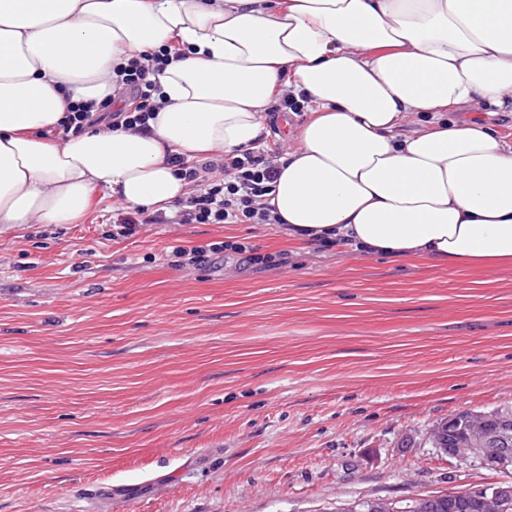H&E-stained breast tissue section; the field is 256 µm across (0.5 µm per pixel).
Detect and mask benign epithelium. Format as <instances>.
<instances>
[{
	"instance_id": "benign-epithelium-1",
	"label": "benign epithelium",
	"mask_w": 512,
	"mask_h": 512,
	"mask_svg": "<svg viewBox=\"0 0 512 512\" xmlns=\"http://www.w3.org/2000/svg\"><path fill=\"white\" fill-rule=\"evenodd\" d=\"M512 446V417L498 418L495 429L484 430L482 423L473 424L467 437L445 452L462 463H479L483 466H502L507 463L508 448ZM489 506L499 510L512 499V484L505 482L489 493H483Z\"/></svg>"
}]
</instances>
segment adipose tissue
Returning <instances> with one entry per match:
<instances>
[{
	"instance_id": "1",
	"label": "adipose tissue",
	"mask_w": 512,
	"mask_h": 512,
	"mask_svg": "<svg viewBox=\"0 0 512 512\" xmlns=\"http://www.w3.org/2000/svg\"><path fill=\"white\" fill-rule=\"evenodd\" d=\"M171 45L147 128L47 137ZM287 88L312 114L268 196L289 236L512 262V143L448 118L512 112V0H0V224L76 223L97 190L167 210L188 191L170 155L247 147Z\"/></svg>"
}]
</instances>
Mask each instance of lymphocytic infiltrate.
<instances>
[{"instance_id":"lymphocytic-infiltrate-1","label":"lymphocytic infiltrate","mask_w":512,"mask_h":512,"mask_svg":"<svg viewBox=\"0 0 512 512\" xmlns=\"http://www.w3.org/2000/svg\"><path fill=\"white\" fill-rule=\"evenodd\" d=\"M175 48H165L141 58H132L118 70V94L124 105L113 108L104 102L99 113L79 108L67 110L61 123L62 135L78 134L98 121L116 127L143 128L156 110L157 85L148 78L149 71H158L178 56ZM277 152L270 146L256 144L233 155H215L205 160H187L176 156L171 164L176 174L191 185L192 190L177 202L174 216L165 212H147L141 208L121 211L112 219V239L133 236L141 225L165 224H275L279 218L270 208L267 197L278 174ZM243 256L254 265H267L275 260L272 254H260L256 248L238 241L222 240L187 248L174 246L171 254L195 265L224 253Z\"/></svg>"}]
</instances>
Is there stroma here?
<instances>
[{
	"instance_id": "1",
	"label": "stroma",
	"mask_w": 512,
	"mask_h": 512,
	"mask_svg": "<svg viewBox=\"0 0 512 512\" xmlns=\"http://www.w3.org/2000/svg\"><path fill=\"white\" fill-rule=\"evenodd\" d=\"M0 226V512H333L503 474L434 448L512 408V267L460 269L290 238L279 224ZM233 238L286 264H168ZM155 262H145V255Z\"/></svg>"
}]
</instances>
